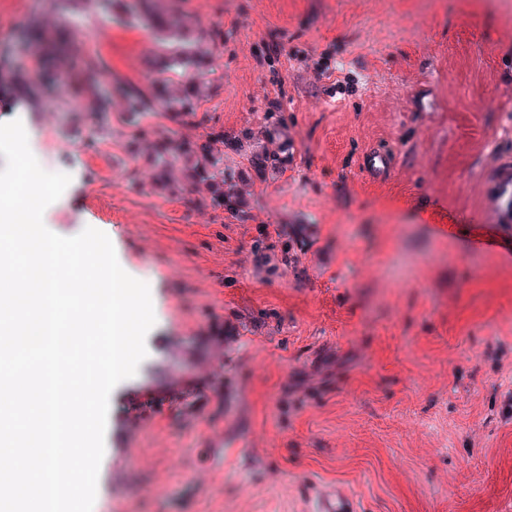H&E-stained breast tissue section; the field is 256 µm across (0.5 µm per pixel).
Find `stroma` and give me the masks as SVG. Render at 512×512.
<instances>
[{
    "instance_id": "obj_1",
    "label": "stroma",
    "mask_w": 512,
    "mask_h": 512,
    "mask_svg": "<svg viewBox=\"0 0 512 512\" xmlns=\"http://www.w3.org/2000/svg\"><path fill=\"white\" fill-rule=\"evenodd\" d=\"M196 10L0 0V123L71 177L45 226L104 232L151 290L93 512H317L332 488L354 512H512V237L471 229L512 155V0H207L210 94L147 122L259 136L281 102L288 162L243 185L242 219L143 191L124 114L163 51L147 12Z\"/></svg>"
}]
</instances>
